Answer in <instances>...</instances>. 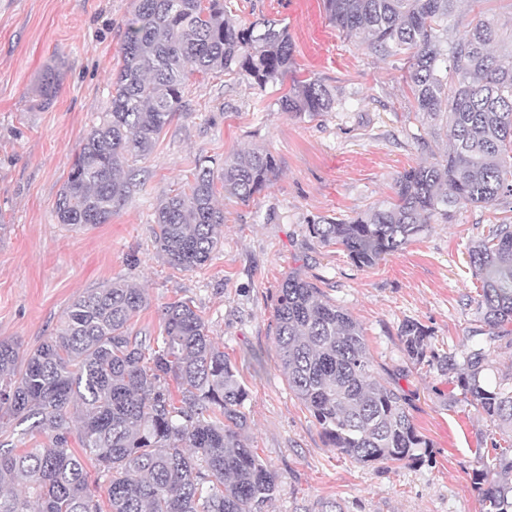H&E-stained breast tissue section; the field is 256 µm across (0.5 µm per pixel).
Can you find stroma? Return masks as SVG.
I'll list each match as a JSON object with an SVG mask.
<instances>
[{
	"label": "stroma",
	"mask_w": 512,
	"mask_h": 512,
	"mask_svg": "<svg viewBox=\"0 0 512 512\" xmlns=\"http://www.w3.org/2000/svg\"><path fill=\"white\" fill-rule=\"evenodd\" d=\"M134 7L135 0H0V339L23 353L36 348L79 295L115 279L147 294L131 321L141 335H158L168 303L192 301L249 392L248 443L280 487L265 512H482L474 474L502 433L463 399L459 371L407 359L398 328L416 320L430 330L432 349L459 358L485 347L487 381L512 386V334H477L467 254L490 225L512 217V197L462 209L449 224L431 217L416 241L371 268L320 244L309 224L356 217L448 142L430 136V119L418 113L406 61L346 39L322 0H230L238 21L287 24L299 77L327 85L333 111L302 121L281 110L283 86L194 75L182 111L136 160L137 186L111 221L80 230L59 223V193L82 138L109 108ZM480 16L501 29L497 53L512 54V0H457L448 25L461 30ZM51 66L61 72L60 89L42 108L38 88ZM254 147L274 157L275 180L246 204L220 198L224 224L206 266H169L154 240L159 201L192 179L198 158L220 163ZM293 271L360 323L380 379L405 397L430 444L422 460L354 462L328 444L289 390L273 314Z\"/></svg>",
	"instance_id": "35a3bbf8"
}]
</instances>
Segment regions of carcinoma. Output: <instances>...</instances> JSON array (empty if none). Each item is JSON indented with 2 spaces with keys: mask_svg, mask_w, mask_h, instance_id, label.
Returning <instances> with one entry per match:
<instances>
[{
  "mask_svg": "<svg viewBox=\"0 0 512 512\" xmlns=\"http://www.w3.org/2000/svg\"><path fill=\"white\" fill-rule=\"evenodd\" d=\"M456 0H323L329 21L372 49L407 55L418 112L443 122L448 152L397 177L393 196L352 220L324 219L309 232L372 267L468 206L512 196V61L488 45L496 23L479 18L457 34L448 27ZM108 111L83 137L56 203L58 222L75 229L107 224L136 187L122 178L129 160L150 154L182 110L188 75L238 76L263 89L292 76L282 111L304 120L334 108L321 80L295 76L294 46L278 19L242 23L224 0H137L120 47ZM49 68L40 104L56 96ZM273 156L253 148L216 170L198 160L188 189L155 213L159 252L177 269L206 265L218 245L224 211L218 190L243 204L267 188ZM480 283L476 314L487 336L512 333V224H494L468 249ZM141 289L118 280L78 297L56 335L26 356L0 340V512H102L85 460L106 482L109 512H264L279 490L246 438L248 392L236 366L208 335L195 307L164 308L160 335L138 336L130 321L145 305ZM275 343L288 387L321 426L328 443L353 461L406 463L430 447L401 393L378 376L361 325L298 272L284 279L274 306ZM399 336L415 366H454L406 319ZM485 348L463 360L466 399L493 427L512 432V387L488 385ZM178 395H173L169 380ZM80 419L83 456L69 446ZM45 435L19 448L4 422ZM476 475L483 512H512V439L491 442Z\"/></svg>",
  "mask_w": 512,
  "mask_h": 512,
  "instance_id": "cac0c4a2",
  "label": "carcinoma"
}]
</instances>
